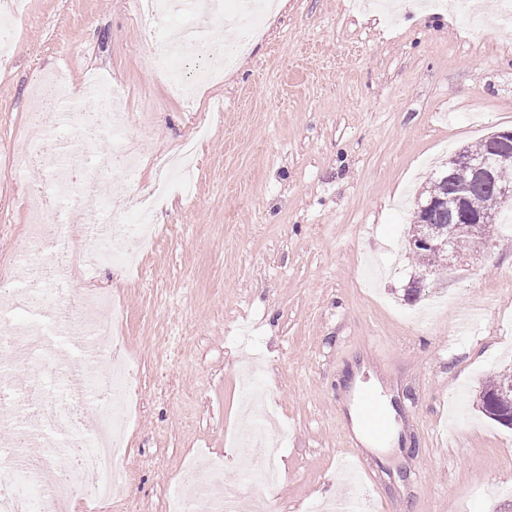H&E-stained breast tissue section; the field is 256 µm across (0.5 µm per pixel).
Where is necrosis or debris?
I'll return each instance as SVG.
<instances>
[{
    "label": "necrosis or debris",
    "mask_w": 512,
    "mask_h": 512,
    "mask_svg": "<svg viewBox=\"0 0 512 512\" xmlns=\"http://www.w3.org/2000/svg\"><path fill=\"white\" fill-rule=\"evenodd\" d=\"M266 0H252L239 18L225 17L222 0H182V11L189 16H206L233 26L238 38L233 46H217L213 39L196 35L194 28H183L189 42L182 56L202 63L193 80H185L172 66L173 57L165 42L149 40L151 71L163 77L173 96L189 100L192 84L211 81L222 69L235 64L264 23ZM87 81L98 86L94 97L96 111L80 113L77 135L62 143L47 123L46 113L68 107L73 87L66 71L45 73L35 88L37 107L29 113L26 128L35 132L33 148L26 164L40 165L50 176L49 183H33L18 177L17 198L26 210L28 231L14 254L16 264L33 269L52 268L55 273L52 296L42 289H29L27 306L48 305L50 313L31 331L13 335L8 350L42 358L58 377V396H46L39 381L11 393L0 390V425L9 427L11 447L0 448V512H61V504L81 489L90 502H109L121 507L125 499L126 476L120 466L127 451L126 433L132 405L129 365L113 348L110 337L115 326L123 324L125 310L111 293L93 288L74 296L70 288L73 272L89 278L97 267L112 263L129 266L133 255L124 247L128 237L145 238L148 210H141L138 224H129L125 210L113 208L99 197L98 173L130 178L140 167L143 153L139 141L129 135L131 116L126 107V90L101 80L94 73ZM112 137V151L97 160L95 170L75 179L100 133ZM68 212L86 208L109 212L111 237L87 230L82 239H73L70 226L59 219V204ZM107 369L90 377L92 367ZM98 411V424L91 435L74 432L83 406ZM32 448L30 462H21L16 448ZM241 483L230 487L223 481L224 461L206 458L189 470L168 512H195L205 504L208 512H250V499L271 488L281 479L272 465L257 466L248 461Z\"/></svg>",
    "instance_id": "obj_1"
}]
</instances>
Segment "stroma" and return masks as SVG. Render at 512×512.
Segmentation results:
<instances>
[{"label":"stroma","instance_id":"1","mask_svg":"<svg viewBox=\"0 0 512 512\" xmlns=\"http://www.w3.org/2000/svg\"><path fill=\"white\" fill-rule=\"evenodd\" d=\"M137 2L28 0L0 65V265L26 224L11 166L41 73L123 85L148 156L209 126L196 198L163 197L151 250L129 240L138 273L105 265L89 282L121 293L138 378L123 512H164L176 474L202 458L224 457L225 484L240 482L229 449L257 423L242 409L247 364L281 418L272 512L327 497L355 512H498L512 500V429L477 394L512 372V230L428 275L409 238L435 168L512 130V26L478 43L458 8L417 20L401 0H285L190 111L149 75ZM153 178L144 166L99 189L136 212ZM356 379L392 393L402 422V447L364 455L365 479L338 465Z\"/></svg>","mask_w":512,"mask_h":512}]
</instances>
